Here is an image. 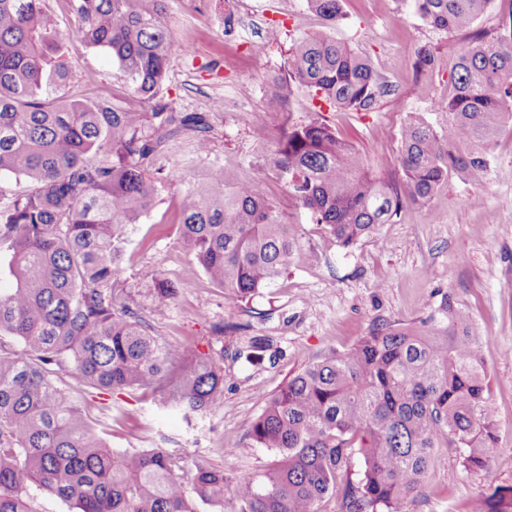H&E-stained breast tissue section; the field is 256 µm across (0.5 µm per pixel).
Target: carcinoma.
I'll list each match as a JSON object with an SVG mask.
<instances>
[{
    "label": "carcinoma",
    "instance_id": "obj_1",
    "mask_svg": "<svg viewBox=\"0 0 512 512\" xmlns=\"http://www.w3.org/2000/svg\"><path fill=\"white\" fill-rule=\"evenodd\" d=\"M166 0H70L75 36L112 54L133 91L155 101L134 112L56 94L69 68L64 34L40 0H0V175L30 189L0 206V512H34L29 483L78 512H198L224 499V472L199 460L188 471L163 449L117 451L88 421L58 372L90 388L164 391L162 405L186 416L214 412L224 377L212 357L178 350L150 333L121 287L127 228L152 207L155 182L144 166L172 127L203 128L205 116H178L156 100L177 50L162 22ZM439 29L471 37L450 55L421 49L420 72L451 79L448 125L412 115L400 132L405 192L372 175L336 130L286 125L263 165L288 194L349 248L387 224L404 202L424 204L453 172L478 177L489 148L512 124V19L488 39L475 29L491 0H413ZM334 22L341 0H307ZM310 88L338 110L372 112L396 85L372 63L328 36L290 49L288 81L273 79L280 100L291 85ZM180 232L211 285L247 297L274 284L296 245L263 177L243 180L217 167L186 189ZM151 311L167 314L181 284L151 278ZM177 375L171 376L172 369ZM490 381L466 314L450 294L416 325L375 323L351 348L311 361L274 393L248 437L276 459L257 483L236 481V512H400L435 467L444 441L463 449L467 467H485L496 444ZM361 477H349L354 452ZM480 512H512V493Z\"/></svg>",
    "mask_w": 512,
    "mask_h": 512
}]
</instances>
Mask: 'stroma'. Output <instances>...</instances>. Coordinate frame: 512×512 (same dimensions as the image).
<instances>
[{"mask_svg": "<svg viewBox=\"0 0 512 512\" xmlns=\"http://www.w3.org/2000/svg\"><path fill=\"white\" fill-rule=\"evenodd\" d=\"M42 6L68 35L71 71L62 94L150 111L108 53L71 37L77 19L68 0ZM164 23L178 49L159 97L173 111L205 115L210 149L197 152V132L183 129L146 168L158 194L129 228L123 286L154 335L214 359L224 376V402L187 420L161 406L158 391L100 394L67 371L58 373V385L104 429L110 448H161L189 463L202 457L226 477L259 481L276 451L254 445L246 432L293 373L316 356L349 349L375 323L419 322L448 293L469 316L490 379L497 442L484 471L465 467L459 449L437 448L435 470L401 510L472 512L477 499L511 488L512 126L493 141L486 175H450L425 205H405L346 249L296 206L282 183L268 179L269 197L292 225L297 245L286 274L251 297L213 287L179 233L184 191L216 166L241 178L262 175L264 146L287 123L332 126L376 173L400 182V130L408 114L420 113L437 128L448 123L449 74L416 71L417 52L448 54L465 32L431 26L412 0H344L343 17L334 23L310 11L306 0H167ZM317 35L368 58L397 94L372 112H340L295 86L287 108H280L267 96V82L286 76L294 42ZM149 271L184 284L161 319L150 313ZM257 342L265 347L264 361L253 365L246 356Z\"/></svg>", "mask_w": 512, "mask_h": 512, "instance_id": "35a3bbf8", "label": "stroma"}]
</instances>
